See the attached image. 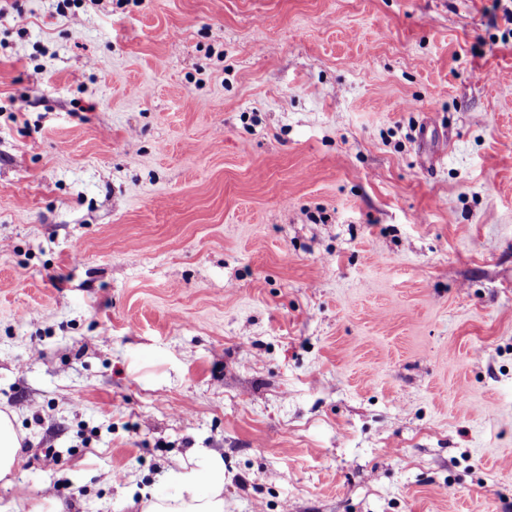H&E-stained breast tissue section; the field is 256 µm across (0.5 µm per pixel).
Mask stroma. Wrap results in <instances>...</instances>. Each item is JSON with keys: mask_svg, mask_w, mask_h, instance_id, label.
Returning a JSON list of instances; mask_svg holds the SVG:
<instances>
[{"mask_svg": "<svg viewBox=\"0 0 512 512\" xmlns=\"http://www.w3.org/2000/svg\"><path fill=\"white\" fill-rule=\"evenodd\" d=\"M59 1L0 0V506L512 512V0ZM13 412L0 411V481L10 483L23 462L22 435L14 424ZM175 495L142 497L139 512H224V461L211 456L200 471L173 473Z\"/></svg>", "mask_w": 512, "mask_h": 512, "instance_id": "obj_1", "label": "stroma"}]
</instances>
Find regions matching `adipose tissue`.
<instances>
[{"label":"adipose tissue","mask_w":512,"mask_h":512,"mask_svg":"<svg viewBox=\"0 0 512 512\" xmlns=\"http://www.w3.org/2000/svg\"><path fill=\"white\" fill-rule=\"evenodd\" d=\"M13 413L0 411V481H10L23 461L22 437ZM176 494H154L142 499L140 512H224V462L210 457L204 469L173 476Z\"/></svg>","instance_id":"adipose-tissue-1"}]
</instances>
